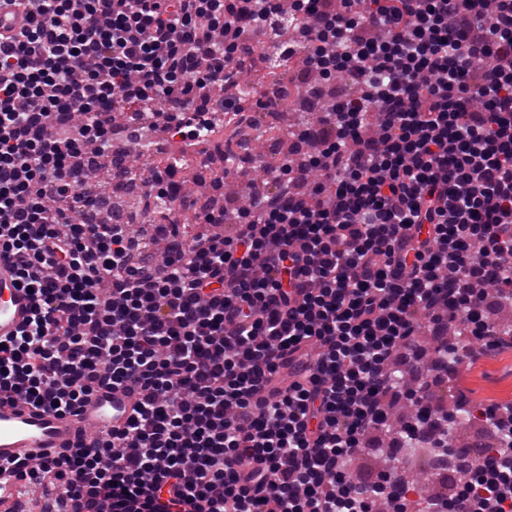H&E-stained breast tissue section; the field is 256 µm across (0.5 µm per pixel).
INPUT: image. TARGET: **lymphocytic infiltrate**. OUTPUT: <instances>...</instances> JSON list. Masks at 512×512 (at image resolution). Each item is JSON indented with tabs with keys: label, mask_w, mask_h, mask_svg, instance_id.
Here are the masks:
<instances>
[{
	"label": "lymphocytic infiltrate",
	"mask_w": 512,
	"mask_h": 512,
	"mask_svg": "<svg viewBox=\"0 0 512 512\" xmlns=\"http://www.w3.org/2000/svg\"><path fill=\"white\" fill-rule=\"evenodd\" d=\"M0 34V259L37 297L0 341V396L73 413L138 391L123 428L17 480L63 512H408L402 474L355 480L388 409H429L395 447L446 451L435 399L502 346L485 313L512 302V0H14ZM297 20L293 38L283 18ZM301 58L304 91L337 75L234 236L147 237L89 223L117 114L166 108L158 136L206 137L214 86L257 42ZM433 357L415 341L421 325ZM467 325L476 342L448 340ZM497 440L442 512H512V400L477 416Z\"/></svg>",
	"instance_id": "obj_1"
}]
</instances>
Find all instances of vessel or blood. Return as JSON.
Returning <instances> with one entry per match:
<instances>
[{"label":"vessel or blood","mask_w":512,"mask_h":512,"mask_svg":"<svg viewBox=\"0 0 512 512\" xmlns=\"http://www.w3.org/2000/svg\"><path fill=\"white\" fill-rule=\"evenodd\" d=\"M35 300L22 288L11 263L0 262V340H10L31 315ZM137 394L99 393L78 415H58L19 399H0V462H32L51 457L75 441L92 444L102 432L122 427Z\"/></svg>","instance_id":"vessel-or-blood-1"}]
</instances>
